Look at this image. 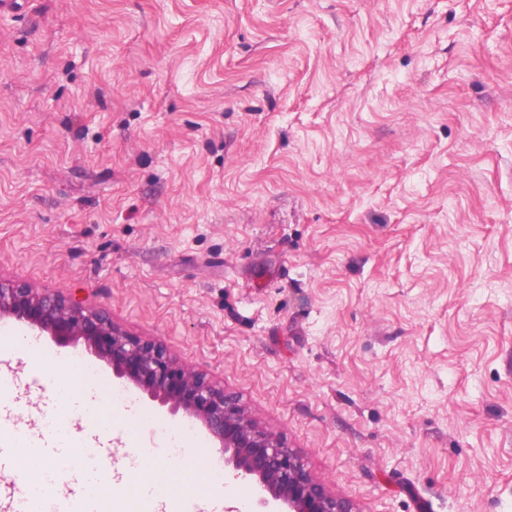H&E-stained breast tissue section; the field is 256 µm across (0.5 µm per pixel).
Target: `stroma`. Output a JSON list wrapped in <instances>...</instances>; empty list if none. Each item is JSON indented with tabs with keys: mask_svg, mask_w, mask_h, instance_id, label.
<instances>
[{
	"mask_svg": "<svg viewBox=\"0 0 512 512\" xmlns=\"http://www.w3.org/2000/svg\"><path fill=\"white\" fill-rule=\"evenodd\" d=\"M0 278L237 396L356 512H512V0H19ZM156 438L209 435L105 362Z\"/></svg>",
	"mask_w": 512,
	"mask_h": 512,
	"instance_id": "1",
	"label": "stroma"
}]
</instances>
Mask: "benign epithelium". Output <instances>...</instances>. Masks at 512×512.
Returning a JSON list of instances; mask_svg holds the SVG:
<instances>
[{"label": "benign epithelium", "instance_id": "1", "mask_svg": "<svg viewBox=\"0 0 512 512\" xmlns=\"http://www.w3.org/2000/svg\"><path fill=\"white\" fill-rule=\"evenodd\" d=\"M10 321L60 345H83L116 378L172 414L198 421L218 444L224 466L266 493L259 504L268 512H355L307 472L294 449L260 428L236 397L205 373L179 364L162 343L129 333L67 292L0 279V324Z\"/></svg>", "mask_w": 512, "mask_h": 512}]
</instances>
